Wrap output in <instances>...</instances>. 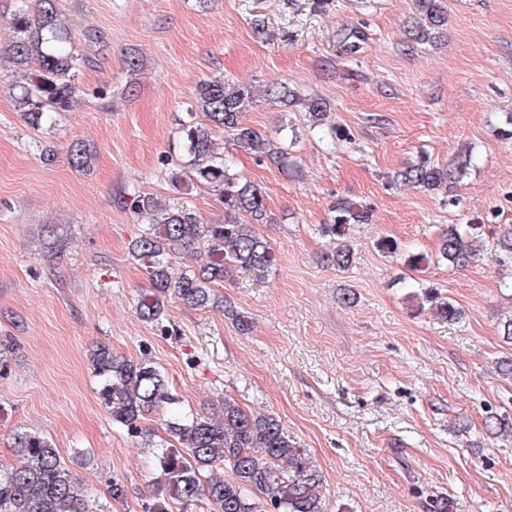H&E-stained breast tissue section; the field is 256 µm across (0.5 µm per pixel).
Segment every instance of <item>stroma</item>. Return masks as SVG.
Masks as SVG:
<instances>
[{
    "label": "stroma",
    "instance_id": "35a3bbf8",
    "mask_svg": "<svg viewBox=\"0 0 512 512\" xmlns=\"http://www.w3.org/2000/svg\"><path fill=\"white\" fill-rule=\"evenodd\" d=\"M443 4V36L414 45L416 0H61L103 40L77 37L89 59L77 102L38 129L16 110L12 35L0 25V340L11 346L0 365V468L16 462L15 434L36 432L82 477L92 512H180L157 497L148 451L99 397L88 358L105 345L154 363L195 412L229 396L276 416L320 472L330 512H434L442 501L448 512H512V437L485 423L512 414V380L499 371L512 357L500 332L512 263L491 243L465 268L405 262L434 253L449 225L512 224V138L501 134L512 113V0ZM353 27L366 34L354 57L342 45ZM219 74L326 98L347 133L318 141L299 107L262 98L244 112L271 138L284 124L297 135L295 169L234 157L275 217L257 227L275 266L232 270L219 289L251 318L246 335L223 312L173 297L158 320H143L137 302L152 284L128 253L142 232L129 203L143 192L223 223L216 192L174 191L166 164L194 82ZM77 139L97 150L90 173L69 163ZM464 146L476 165L456 204L386 182L419 155L444 164ZM340 197L373 207L371 223L351 231L346 269L320 260L332 244L318 226ZM382 238L400 254L380 251ZM417 283L460 308V322L417 310ZM114 478L125 500L109 496Z\"/></svg>",
    "mask_w": 512,
    "mask_h": 512
}]
</instances>
